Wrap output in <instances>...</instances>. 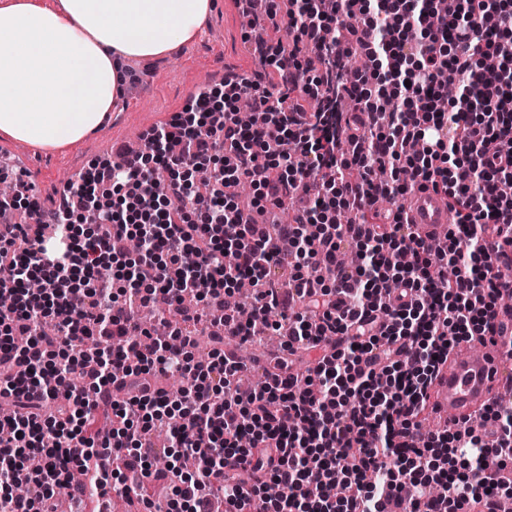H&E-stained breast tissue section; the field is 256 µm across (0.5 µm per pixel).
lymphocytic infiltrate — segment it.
<instances>
[{
  "mask_svg": "<svg viewBox=\"0 0 512 512\" xmlns=\"http://www.w3.org/2000/svg\"><path fill=\"white\" fill-rule=\"evenodd\" d=\"M287 17V34L259 41L276 83L225 75L151 128L146 150L78 173L56 209L25 186L0 197V210L54 227L48 247L26 225L0 226V280L14 296L0 308V397L14 406L0 441V512H56L62 486L73 499L129 495L147 512L150 476L171 482L168 505L189 512L216 501L244 512L256 497L265 512L506 506L512 408L493 403L435 432L419 416L455 347L493 334L500 269L512 265V0H450L444 11L435 0H288ZM357 53L369 65L343 82L308 64ZM450 84L460 94L447 96ZM331 88L354 111L310 108ZM244 100L254 125L238 120ZM379 165L389 168L382 180ZM202 169L212 174L204 189ZM244 182L261 202L239 203ZM418 185L455 213L434 245L403 207H378ZM296 196L307 203L291 221L264 222L267 206ZM129 239L141 244L133 258ZM344 248L354 263L339 262ZM245 273L252 319L284 353L247 388L244 364L223 350L225 335L255 338L224 307ZM34 280L40 293L28 289ZM145 307L161 315L149 332ZM188 322L210 335L206 362L182 333ZM316 348L313 365L288 372L289 355ZM122 365L133 395L102 398ZM157 374L180 377L181 393L152 391ZM100 412L109 433L94 428ZM155 426L197 471L152 472ZM271 483L281 496L267 497Z\"/></svg>",
  "mask_w": 512,
  "mask_h": 512,
  "instance_id": "obj_1",
  "label": "lymphocytic infiltrate"
}]
</instances>
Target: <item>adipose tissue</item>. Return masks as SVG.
Here are the masks:
<instances>
[{
    "label": "adipose tissue",
    "mask_w": 512,
    "mask_h": 512,
    "mask_svg": "<svg viewBox=\"0 0 512 512\" xmlns=\"http://www.w3.org/2000/svg\"><path fill=\"white\" fill-rule=\"evenodd\" d=\"M211 0H0V139L56 150L109 121L132 66L192 41Z\"/></svg>",
    "instance_id": "obj_1"
}]
</instances>
